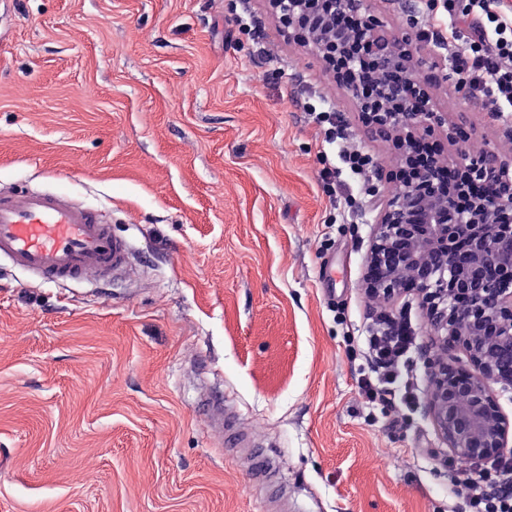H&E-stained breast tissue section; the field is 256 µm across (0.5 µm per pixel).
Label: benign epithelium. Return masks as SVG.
I'll use <instances>...</instances> for the list:
<instances>
[{
  "mask_svg": "<svg viewBox=\"0 0 512 512\" xmlns=\"http://www.w3.org/2000/svg\"><path fill=\"white\" fill-rule=\"evenodd\" d=\"M272 2L288 36L352 93L364 126L399 150L400 190L376 217L364 285L379 301L421 295L433 338L427 408L439 434L467 461L512 454V421L491 389L512 387V150L480 148L451 164L433 147L438 129L453 142L469 135L435 109L436 63L388 30L370 0H326L324 14L314 0ZM338 14L356 21V34L336 29ZM459 195L469 209L457 207ZM457 347L466 361L448 360Z\"/></svg>",
  "mask_w": 512,
  "mask_h": 512,
  "instance_id": "benign-epithelium-1",
  "label": "benign epithelium"
}]
</instances>
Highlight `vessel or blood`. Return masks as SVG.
Masks as SVG:
<instances>
[{"instance_id":"b4317fda","label":"vessel or blood","mask_w":512,"mask_h":512,"mask_svg":"<svg viewBox=\"0 0 512 512\" xmlns=\"http://www.w3.org/2000/svg\"><path fill=\"white\" fill-rule=\"evenodd\" d=\"M131 254L95 208L55 191L0 189V260L41 282L109 278L130 269Z\"/></svg>"}]
</instances>
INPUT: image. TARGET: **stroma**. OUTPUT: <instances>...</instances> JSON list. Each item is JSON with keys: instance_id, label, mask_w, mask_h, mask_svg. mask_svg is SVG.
Segmentation results:
<instances>
[{"instance_id": "1", "label": "stroma", "mask_w": 512, "mask_h": 512, "mask_svg": "<svg viewBox=\"0 0 512 512\" xmlns=\"http://www.w3.org/2000/svg\"><path fill=\"white\" fill-rule=\"evenodd\" d=\"M371 8L449 65L444 0ZM248 12L244 34L231 0H0V189L99 209L133 266L61 286L0 262V512H270L206 394L235 408L300 512H461L414 295L386 306L414 331V400L359 389L379 310L372 200L396 191L397 154L267 0ZM457 84L434 91L470 135L442 141L452 161L512 124ZM315 101L372 157L364 179L311 122Z\"/></svg>"}]
</instances>
